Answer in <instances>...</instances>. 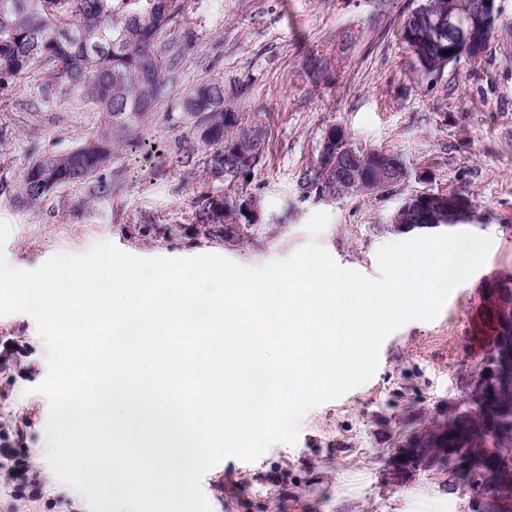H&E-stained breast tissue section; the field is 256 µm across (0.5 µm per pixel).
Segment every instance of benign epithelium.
<instances>
[{
    "label": "benign epithelium",
    "instance_id": "benign-epithelium-1",
    "mask_svg": "<svg viewBox=\"0 0 512 512\" xmlns=\"http://www.w3.org/2000/svg\"><path fill=\"white\" fill-rule=\"evenodd\" d=\"M496 0H450L448 2V60L458 57H479L484 50L483 34L497 18ZM369 155L347 143L339 126L328 130L321 146V168L346 178V182L360 194H379L396 182L409 177V169L402 156L383 151L375 158L374 175L366 177L365 160ZM473 213V203L463 194L419 190L405 199L391 217V223L402 232L439 228L461 222ZM479 305L475 316L481 322L489 321L499 332L493 337L499 348L495 349L493 362L476 371L473 383L480 385L499 373L500 366L512 362V339L502 338L500 332L512 327V289L504 287L503 278L490 276L483 281L479 291ZM441 457L453 462L459 471L471 468V455L467 448H443ZM395 464L400 469L438 466L439 459L425 458L419 448H401L395 454ZM478 512H512V495L489 492L478 501Z\"/></svg>",
    "mask_w": 512,
    "mask_h": 512
}]
</instances>
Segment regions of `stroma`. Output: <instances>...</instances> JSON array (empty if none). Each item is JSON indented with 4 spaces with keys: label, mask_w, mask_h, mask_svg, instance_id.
Segmentation results:
<instances>
[{
    "label": "stroma",
    "mask_w": 512,
    "mask_h": 512,
    "mask_svg": "<svg viewBox=\"0 0 512 512\" xmlns=\"http://www.w3.org/2000/svg\"><path fill=\"white\" fill-rule=\"evenodd\" d=\"M417 0H184L179 18L194 35L183 84L224 81V100L262 129L264 158L233 182L204 166L178 163L180 130L150 122L137 147L122 146L100 173L112 191L59 186L39 204L14 198L32 157L63 152L95 133L103 115L89 102H47L16 112L35 85L0 93V220L11 226L8 263L34 269L59 254L81 255L112 242L139 257L219 254L247 267L290 257L311 239L318 211L330 221L319 243L341 267L375 278L380 247L407 240L390 218L417 190L455 191L475 204L456 231L488 236L484 266L456 287L431 321L405 323L386 338L374 376L302 418L295 445L277 444L252 462L229 458L205 473L212 512H476L469 484L434 468L392 466L397 448L438 414L459 406L480 351L473 319L479 288L512 274V45L492 40L424 79L397 32ZM341 126L358 150L401 154L410 171L382 195L303 192L320 170L326 130ZM255 197L261 218L231 240L195 220L199 199ZM46 349L34 320L0 317V428L22 419V452L40 475L39 502L0 490V512H89L60 482L46 453L49 403L38 387Z\"/></svg>",
    "instance_id": "35a3bbf8"
}]
</instances>
